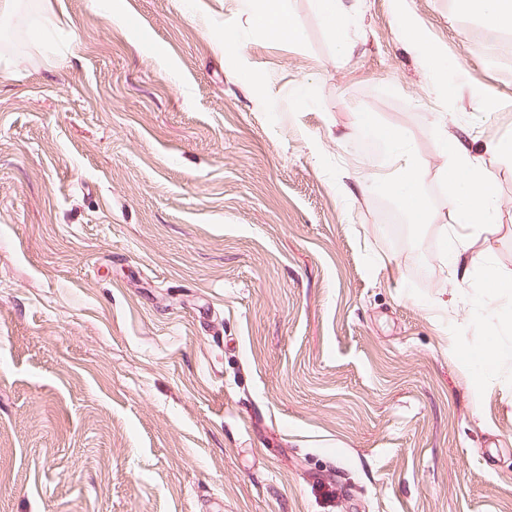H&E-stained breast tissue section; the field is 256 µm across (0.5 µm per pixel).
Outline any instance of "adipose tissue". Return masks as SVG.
Here are the masks:
<instances>
[{"label":"adipose tissue","mask_w":512,"mask_h":512,"mask_svg":"<svg viewBox=\"0 0 512 512\" xmlns=\"http://www.w3.org/2000/svg\"><path fill=\"white\" fill-rule=\"evenodd\" d=\"M448 173L451 182L458 188L454 201L461 219L472 228L470 240L455 237L448 241L449 265L463 269L467 266L466 255L471 241L479 240L485 224L492 221L496 199L490 182L463 142H456L449 154Z\"/></svg>","instance_id":"1"}]
</instances>
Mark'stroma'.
Returning <instances> with one entry per match:
<instances>
[{
  "label": "stroma",
  "instance_id": "1",
  "mask_svg": "<svg viewBox=\"0 0 512 512\" xmlns=\"http://www.w3.org/2000/svg\"><path fill=\"white\" fill-rule=\"evenodd\" d=\"M18 0L0 49V512H512V30L458 0ZM447 63L437 83L425 62ZM404 136L394 248L360 148ZM497 208L467 280L447 137ZM267 3L261 9L258 19L261 21L266 31L276 37H288L295 39L297 33L290 24L287 23L284 13L277 5L278 0H265ZM317 12L324 26L332 31L342 30L348 21L342 0H315ZM396 148L401 150V156L405 158L404 165L398 179L383 184L382 188L407 204L412 202L413 191L420 185L424 172L411 157L406 144Z\"/></svg>",
  "mask_w": 512,
  "mask_h": 512
}]
</instances>
